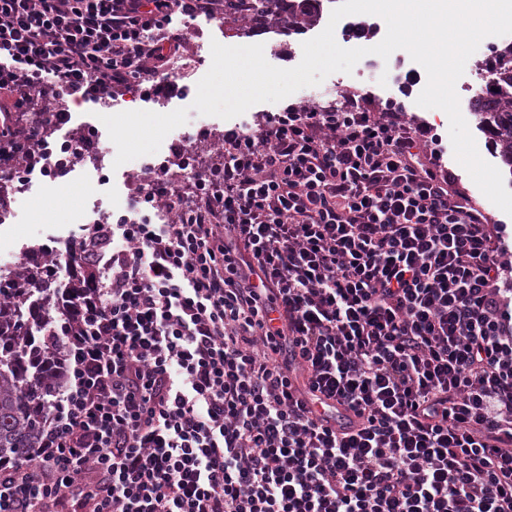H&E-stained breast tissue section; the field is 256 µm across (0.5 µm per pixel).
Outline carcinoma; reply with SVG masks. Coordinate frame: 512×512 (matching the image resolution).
<instances>
[{"label":"carcinoma","mask_w":512,"mask_h":512,"mask_svg":"<svg viewBox=\"0 0 512 512\" xmlns=\"http://www.w3.org/2000/svg\"><path fill=\"white\" fill-rule=\"evenodd\" d=\"M322 0H224V17L248 23L250 32L307 30L320 20ZM484 70L501 86L490 97L475 96L469 109L477 127L491 140L512 175V45L492 48ZM49 100L35 95V108L25 112L0 141V159L31 160L29 129L41 125L45 135ZM67 286H53L57 265L51 253L31 248L13 269H0V467L41 446L49 401L66 386L59 352L45 350L50 333L73 321L66 298L80 295L97 281L94 267L71 256ZM43 395L34 399V393Z\"/></svg>","instance_id":"obj_1"}]
</instances>
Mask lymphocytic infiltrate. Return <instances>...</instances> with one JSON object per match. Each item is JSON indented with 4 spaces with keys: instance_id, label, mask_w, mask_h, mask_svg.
I'll return each instance as SVG.
<instances>
[{
    "instance_id": "lymphocytic-infiltrate-1",
    "label": "lymphocytic infiltrate",
    "mask_w": 512,
    "mask_h": 512,
    "mask_svg": "<svg viewBox=\"0 0 512 512\" xmlns=\"http://www.w3.org/2000/svg\"><path fill=\"white\" fill-rule=\"evenodd\" d=\"M179 15L224 0H0L5 111L174 91ZM223 155L77 243L101 275L0 512H512V249L422 127L350 94Z\"/></svg>"
}]
</instances>
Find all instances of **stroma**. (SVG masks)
Instances as JSON below:
<instances>
[{
	"label": "stroma",
	"mask_w": 512,
	"mask_h": 512,
	"mask_svg": "<svg viewBox=\"0 0 512 512\" xmlns=\"http://www.w3.org/2000/svg\"><path fill=\"white\" fill-rule=\"evenodd\" d=\"M480 62L481 58L477 55L468 59L465 71L456 83V92L460 99V109L466 114L465 120L473 129L472 135L480 155L496 165L500 162L499 157L488 137L476 129V121L468 112L470 98L481 87ZM426 81L425 70L406 51H394L386 60L371 54L363 57L352 73H333L319 85L299 89L288 96L286 101L259 103L244 114L229 120L199 115L192 110L193 99L189 96L172 98L162 105L144 98L137 89H127L115 95L113 112L148 110L162 113L185 108L189 111L188 122L165 137L157 154L145 155L124 163L113 170L106 181H98L95 174L80 171L52 185L35 186L24 194L14 195L11 203L18 221L9 225L0 224V267H13L28 247L57 250L88 235V225L77 223L76 218L84 213L91 199H100V210L104 213L127 209L132 194L139 186L137 173L145 164L169 156L175 146L191 142L201 144L203 150L200 161L207 164L215 160L214 145L221 142L227 131L247 132L256 129L261 120L281 111L288 103L340 105L350 93L362 96L377 110L392 105L402 106L406 122L423 127L430 134L436 135L441 141L443 162L455 177L456 189L467 193L473 203L489 215L493 223L504 226L505 242L512 248V216L490 202L455 160L447 114L440 109H425L417 105L416 96L421 93Z\"/></svg>",
	"instance_id": "1"
}]
</instances>
